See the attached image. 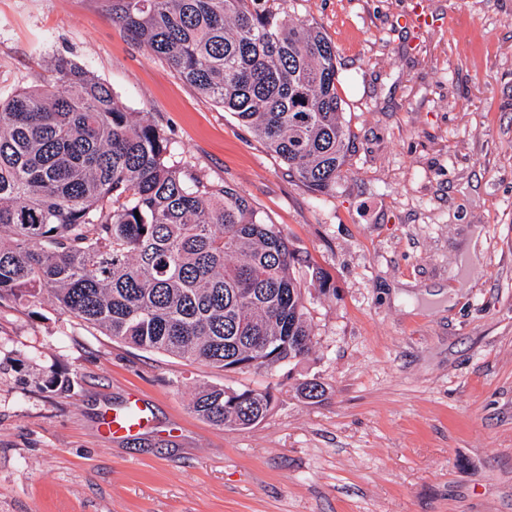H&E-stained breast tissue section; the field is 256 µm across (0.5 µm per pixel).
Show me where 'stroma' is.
<instances>
[{
  "label": "stroma",
  "instance_id": "stroma-1",
  "mask_svg": "<svg viewBox=\"0 0 512 512\" xmlns=\"http://www.w3.org/2000/svg\"><path fill=\"white\" fill-rule=\"evenodd\" d=\"M266 6L336 49L349 152L325 195L100 0H0V98L42 84L58 56L93 72L175 162L233 185L287 236L312 340L277 367L222 371L48 301L1 306L0 512H512V0ZM436 286L452 307L429 298ZM202 384L270 391L272 408L213 425L189 407ZM133 395L150 425L102 437Z\"/></svg>",
  "mask_w": 512,
  "mask_h": 512
}]
</instances>
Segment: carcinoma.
<instances>
[{
    "mask_svg": "<svg viewBox=\"0 0 512 512\" xmlns=\"http://www.w3.org/2000/svg\"><path fill=\"white\" fill-rule=\"evenodd\" d=\"M104 11L200 95L233 112L327 194L349 147L334 46L261 0H100ZM145 115L70 59L35 89L0 101V306L50 301L134 347L224 369L309 353L298 258L235 188L170 162ZM204 385L190 407L247 427L273 397L224 408Z\"/></svg>",
    "mask_w": 512,
    "mask_h": 512,
    "instance_id": "carcinoma-1",
    "label": "carcinoma"
}]
</instances>
